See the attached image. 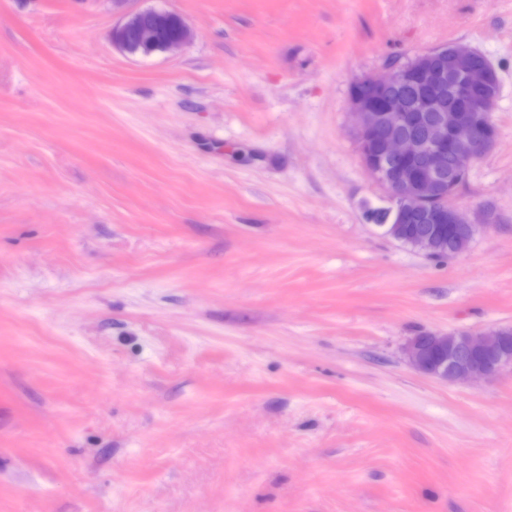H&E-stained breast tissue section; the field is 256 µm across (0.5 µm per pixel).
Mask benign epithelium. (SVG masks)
I'll list each match as a JSON object with an SVG mask.
<instances>
[{
    "instance_id": "obj_1",
    "label": "benign epithelium",
    "mask_w": 512,
    "mask_h": 512,
    "mask_svg": "<svg viewBox=\"0 0 512 512\" xmlns=\"http://www.w3.org/2000/svg\"><path fill=\"white\" fill-rule=\"evenodd\" d=\"M177 34L167 36L171 26ZM193 36L182 17L166 9H149L130 15L112 32V42L122 51L151 56L176 53ZM474 49L452 44L448 70L436 68L428 52L414 57L413 70L392 68L382 76H365L356 84L365 92L350 97V109L361 159L370 176L384 189V198L396 211L393 224H379L385 237H401V224L412 213L438 204L448 214L453 229L450 254H461L478 225L471 224L454 205L456 189L467 180L470 166L495 143L497 134L488 114L494 102H474L471 92L491 83L494 71L471 64ZM414 75L431 88H441L451 76L463 106L445 103L440 94L416 102L389 99L383 92ZM404 354L418 373L446 382L492 378L512 364L507 337L501 330L479 336L468 332L414 337Z\"/></svg>"
}]
</instances>
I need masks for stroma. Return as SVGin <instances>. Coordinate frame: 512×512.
Masks as SVG:
<instances>
[{
    "label": "stroma",
    "instance_id": "obj_1",
    "mask_svg": "<svg viewBox=\"0 0 512 512\" xmlns=\"http://www.w3.org/2000/svg\"><path fill=\"white\" fill-rule=\"evenodd\" d=\"M156 0H0V512H512V367L406 343L512 328V0H166L176 54L112 45ZM453 42L500 82L427 257L382 187L358 77ZM501 329L474 336L468 332L414 337L404 354L418 373L446 382L492 378L512 363ZM440 355H447L439 361Z\"/></svg>",
    "mask_w": 512,
    "mask_h": 512
}]
</instances>
